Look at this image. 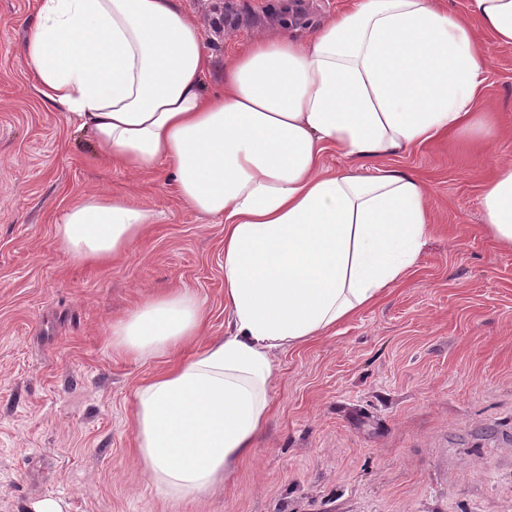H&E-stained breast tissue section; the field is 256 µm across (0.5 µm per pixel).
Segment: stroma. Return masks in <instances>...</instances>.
I'll return each instance as SVG.
<instances>
[{
  "mask_svg": "<svg viewBox=\"0 0 512 512\" xmlns=\"http://www.w3.org/2000/svg\"><path fill=\"white\" fill-rule=\"evenodd\" d=\"M353 0H181L204 28L211 91L258 33L315 30ZM37 0H0V512H512V251L481 199L512 161V45L476 29L491 64L476 109L499 115L488 153L464 138L384 159L429 186L432 229L399 282L329 334L275 356L270 413L216 490L160 493L135 461L133 403L164 358L112 345L147 295L193 289L202 349L227 330L224 227L179 198L167 165L107 168L88 132L40 93L25 54ZM94 189L157 219L106 263L64 254L54 225Z\"/></svg>",
  "mask_w": 512,
  "mask_h": 512,
  "instance_id": "stroma-1",
  "label": "stroma"
}]
</instances>
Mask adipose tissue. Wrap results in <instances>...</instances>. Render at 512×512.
<instances>
[{"label": "adipose tissue", "mask_w": 512, "mask_h": 512, "mask_svg": "<svg viewBox=\"0 0 512 512\" xmlns=\"http://www.w3.org/2000/svg\"><path fill=\"white\" fill-rule=\"evenodd\" d=\"M479 22L512 45V0H357L310 36H254L209 91L212 58L179 0H39L25 53L42 94L89 131L108 166L168 162L191 209L224 223L230 330L199 352L206 316L178 288L112 324L136 359L174 356L136 390L137 460L174 497L209 493L252 451L268 417L274 354L374 304L414 264L429 189L379 160L449 135L491 144L473 102L490 56ZM345 168L326 169L325 153ZM486 229L512 250V163L486 182ZM155 216L94 190L55 224L60 250L114 259Z\"/></svg>", "instance_id": "adipose-tissue-1"}]
</instances>
